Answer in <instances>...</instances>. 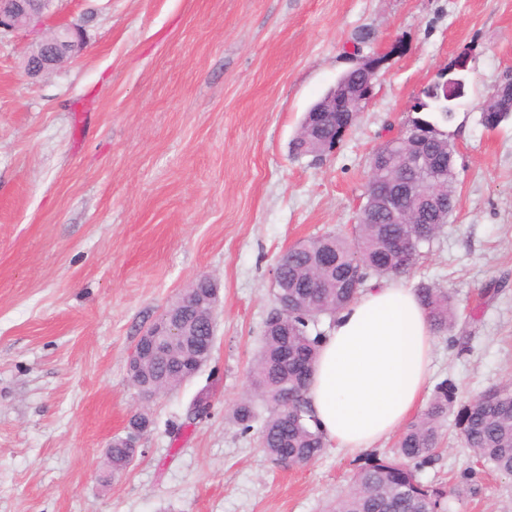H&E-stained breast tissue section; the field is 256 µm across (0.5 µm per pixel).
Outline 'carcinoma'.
I'll use <instances>...</instances> for the list:
<instances>
[{"mask_svg": "<svg viewBox=\"0 0 512 512\" xmlns=\"http://www.w3.org/2000/svg\"><path fill=\"white\" fill-rule=\"evenodd\" d=\"M434 120L417 123L430 129L450 123L455 106L440 102L429 105ZM347 112H307L301 129L292 142V153L308 155L314 149H331L341 139ZM432 154L442 160L455 157V148L444 134L431 139ZM410 179H419L432 190L448 194V206L435 205L423 213L421 224H357L352 238L325 234L290 248L279 262L280 278L288 288V308L279 318H268L262 347L254 360L252 391L233 412V422L247 435L257 421L255 402L269 409L258 431V441L277 465L289 460L308 465L325 452L327 443L314 426V417L306 400L319 344L324 335L317 330L322 318L334 319L362 292L371 275L397 277L410 272L424 256L456 210L455 167L440 172L419 171L402 166L395 149L376 151L370 159V181L394 175L400 168ZM404 232L409 235L406 265L398 268L395 255L388 252L385 240ZM416 292L425 308L435 334H446L457 322L452 297L437 285L420 283ZM207 308L189 306L186 313L199 342L214 344L208 335ZM186 381L182 365L175 361L148 363L135 387L151 386L161 394ZM454 386L444 380L435 386L424 413L399 435L394 455L367 458L355 473L350 489L336 496L328 512H445L448 489L426 485L417 473L432 465L438 457L441 431L454 403ZM456 425L463 444L472 449L482 466L512 477V385L490 387L473 397L456 414ZM135 454L118 444L110 449L112 476L122 475Z\"/></svg>", "mask_w": 512, "mask_h": 512, "instance_id": "cac0c4a2", "label": "carcinoma"}]
</instances>
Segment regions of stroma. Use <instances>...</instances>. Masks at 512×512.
I'll use <instances>...</instances> for the list:
<instances>
[{
	"mask_svg": "<svg viewBox=\"0 0 512 512\" xmlns=\"http://www.w3.org/2000/svg\"><path fill=\"white\" fill-rule=\"evenodd\" d=\"M84 46L49 75L40 36L0 37V512H324L369 455L328 447L287 470L231 421L297 243L351 234L370 157L410 125L457 60L468 85L443 132L457 205L405 287L453 298L430 384L456 405L512 384V120L481 111L512 74V0H54ZM379 56L374 98L336 147L296 156L307 108ZM222 305L212 358L146 401L128 360L198 276ZM467 337V350L453 337ZM210 414L189 420L198 400ZM141 456L109 478L131 416ZM419 477L450 486L446 512H512V478L481 471L455 425Z\"/></svg>",
	"mask_w": 512,
	"mask_h": 512,
	"instance_id": "1",
	"label": "stroma"
}]
</instances>
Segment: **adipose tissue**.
I'll return each instance as SVG.
<instances>
[{"label":"adipose tissue","instance_id":"obj_1","mask_svg":"<svg viewBox=\"0 0 512 512\" xmlns=\"http://www.w3.org/2000/svg\"><path fill=\"white\" fill-rule=\"evenodd\" d=\"M434 334L416 293L382 282L341 310L306 393L326 441L355 453L397 431L426 392Z\"/></svg>","mask_w":512,"mask_h":512}]
</instances>
